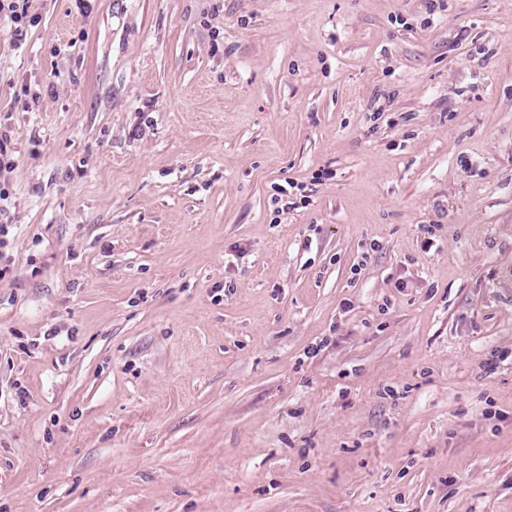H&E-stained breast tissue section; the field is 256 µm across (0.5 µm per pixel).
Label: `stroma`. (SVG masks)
<instances>
[{
    "instance_id": "stroma-1",
    "label": "stroma",
    "mask_w": 512,
    "mask_h": 512,
    "mask_svg": "<svg viewBox=\"0 0 512 512\" xmlns=\"http://www.w3.org/2000/svg\"><path fill=\"white\" fill-rule=\"evenodd\" d=\"M28 5L0 512H512V0Z\"/></svg>"
}]
</instances>
